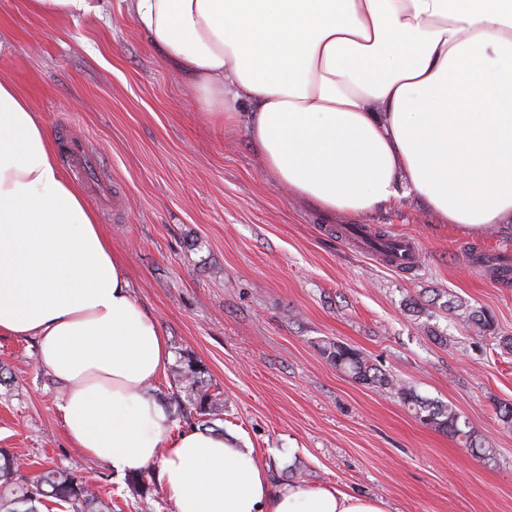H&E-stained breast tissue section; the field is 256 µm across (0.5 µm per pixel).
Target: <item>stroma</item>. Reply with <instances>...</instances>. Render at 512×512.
Masks as SVG:
<instances>
[{
	"instance_id": "35a3bbf8",
	"label": "stroma",
	"mask_w": 512,
	"mask_h": 512,
	"mask_svg": "<svg viewBox=\"0 0 512 512\" xmlns=\"http://www.w3.org/2000/svg\"><path fill=\"white\" fill-rule=\"evenodd\" d=\"M6 76L49 130L56 158L80 134L112 180L98 210L135 299L172 353L150 392L176 431L211 424L296 480L384 500L389 512H512V279L489 259L512 252V223L481 236L442 224L416 196L367 214H332L279 187L240 127L217 128L200 95L151 48L123 0L46 18L0 0ZM405 237L420 250L403 271L357 250L351 227ZM486 263H475L476 255ZM483 309L495 334L469 329ZM340 342L425 397L468 417L492 458L416 419L393 394L353 381L321 352ZM193 359L224 398L212 420L171 400L174 362ZM60 382L33 339L0 336V448L42 466L76 465L112 512H174L157 466L137 496L127 476L75 448L60 419Z\"/></svg>"
}]
</instances>
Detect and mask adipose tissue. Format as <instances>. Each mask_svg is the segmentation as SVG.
<instances>
[{
  "label": "adipose tissue",
  "instance_id": "obj_1",
  "mask_svg": "<svg viewBox=\"0 0 512 512\" xmlns=\"http://www.w3.org/2000/svg\"><path fill=\"white\" fill-rule=\"evenodd\" d=\"M124 2L295 195L363 214L411 192L472 234L512 221V0ZM0 335L34 338L65 383L58 408L74 445L119 473L159 464L175 512H387L336 487L272 486L221 431L175 432L147 391L167 340L39 112L4 77Z\"/></svg>",
  "mask_w": 512,
  "mask_h": 512
}]
</instances>
